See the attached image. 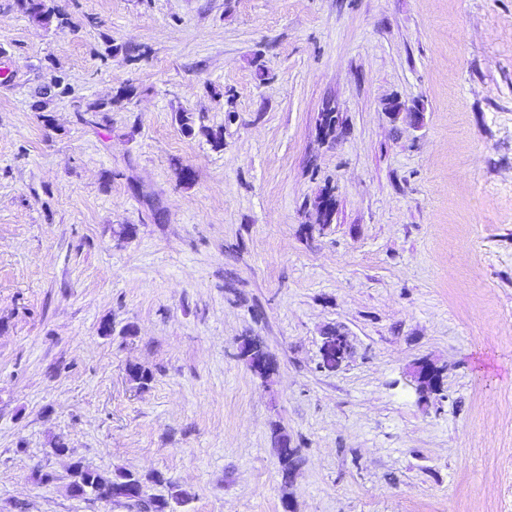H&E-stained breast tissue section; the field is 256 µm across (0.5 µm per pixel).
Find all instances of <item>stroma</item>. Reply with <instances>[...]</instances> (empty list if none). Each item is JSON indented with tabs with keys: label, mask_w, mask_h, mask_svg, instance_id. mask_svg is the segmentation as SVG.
<instances>
[{
	"label": "stroma",
	"mask_w": 512,
	"mask_h": 512,
	"mask_svg": "<svg viewBox=\"0 0 512 512\" xmlns=\"http://www.w3.org/2000/svg\"><path fill=\"white\" fill-rule=\"evenodd\" d=\"M24 4L0 0V512H129L71 496L77 461L176 512H512V0ZM349 349V336L340 329L336 336L325 335L320 347L323 367L327 369L339 368L345 360ZM413 377L417 383V389L433 392L438 391L441 387L442 371L434 364L419 365Z\"/></svg>",
	"instance_id": "1"
}]
</instances>
